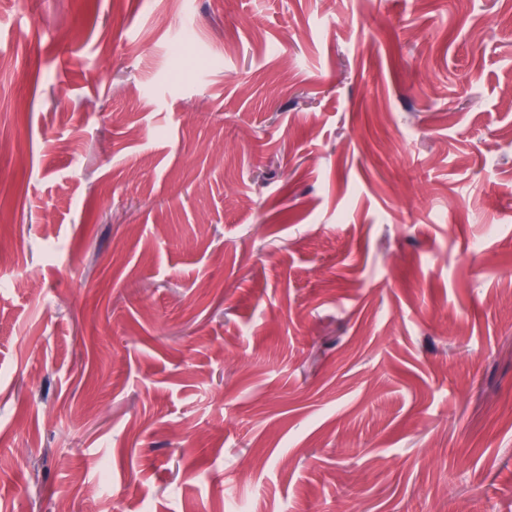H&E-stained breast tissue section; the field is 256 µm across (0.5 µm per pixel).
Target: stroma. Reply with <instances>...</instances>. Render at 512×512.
Masks as SVG:
<instances>
[{
    "mask_svg": "<svg viewBox=\"0 0 512 512\" xmlns=\"http://www.w3.org/2000/svg\"><path fill=\"white\" fill-rule=\"evenodd\" d=\"M0 512H512V0H0Z\"/></svg>",
    "mask_w": 512,
    "mask_h": 512,
    "instance_id": "stroma-1",
    "label": "stroma"
}]
</instances>
